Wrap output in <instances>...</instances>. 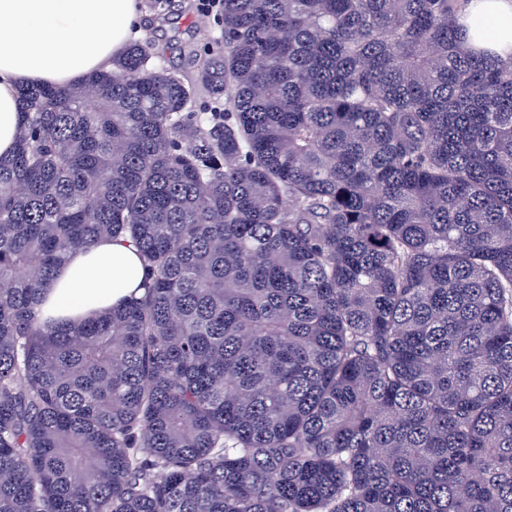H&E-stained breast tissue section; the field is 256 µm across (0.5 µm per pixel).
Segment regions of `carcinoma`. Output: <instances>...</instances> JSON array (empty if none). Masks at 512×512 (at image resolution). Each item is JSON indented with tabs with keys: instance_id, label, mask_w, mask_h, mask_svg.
<instances>
[{
	"instance_id": "1",
	"label": "carcinoma",
	"mask_w": 512,
	"mask_h": 512,
	"mask_svg": "<svg viewBox=\"0 0 512 512\" xmlns=\"http://www.w3.org/2000/svg\"><path fill=\"white\" fill-rule=\"evenodd\" d=\"M468 0H224L23 87L0 158V512H512V52ZM143 294L38 312L103 239ZM194 1L175 0L169 9L163 1L144 0V24L136 40L150 36L163 56L161 65L190 78L195 75L197 60L216 47L221 28L213 18L220 19L224 11L223 0H197L202 16ZM150 3L155 7L150 8Z\"/></svg>"
}]
</instances>
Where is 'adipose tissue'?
I'll return each instance as SVG.
<instances>
[{"label": "adipose tissue", "instance_id": "adipose-tissue-1", "mask_svg": "<svg viewBox=\"0 0 512 512\" xmlns=\"http://www.w3.org/2000/svg\"><path fill=\"white\" fill-rule=\"evenodd\" d=\"M465 41L503 54L502 39L477 35L475 19L512 31V0H470ZM142 0H0V157L13 155L19 88L67 86L111 68L140 32ZM145 276L140 257L124 240H103L62 268L42 294V318L75 320L102 314L137 295Z\"/></svg>", "mask_w": 512, "mask_h": 512}]
</instances>
